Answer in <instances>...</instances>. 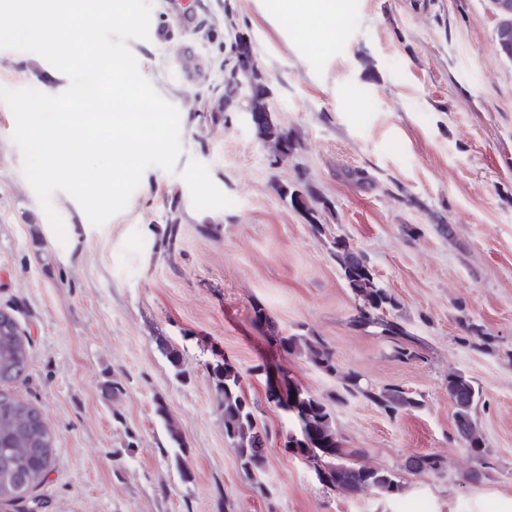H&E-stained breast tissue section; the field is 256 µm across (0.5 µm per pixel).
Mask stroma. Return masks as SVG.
<instances>
[{"mask_svg":"<svg viewBox=\"0 0 512 512\" xmlns=\"http://www.w3.org/2000/svg\"><path fill=\"white\" fill-rule=\"evenodd\" d=\"M339 2L330 35L287 19L284 0H196L188 57L175 42L129 40L141 74L180 112L182 151L174 171L148 168L100 227L55 192L63 242L0 102V308H13L30 339L14 389L54 437L56 464L33 492L43 512H512V60L496 49L491 0ZM240 35L288 154L224 107ZM50 69L35 53L0 49V86L60 94L69 81ZM291 185L314 192L313 216L282 198ZM339 239L395 298L391 315L417 339V358L399 360L377 328L351 325ZM258 306L282 333L322 337L338 375L279 349ZM465 321L483 338H466ZM223 360L269 434L262 490L224 435L209 376ZM352 371L421 407L393 418L344 396L340 376ZM452 372L481 391L479 461L455 430ZM271 374L329 400L343 446L393 471L402 492L351 497L322 484L285 446L301 429L268 401ZM112 379L122 393L110 400L101 387ZM160 402L184 452L155 413ZM424 454L444 457L446 471H405Z\"/></svg>","mask_w":512,"mask_h":512,"instance_id":"obj_1","label":"stroma"}]
</instances>
